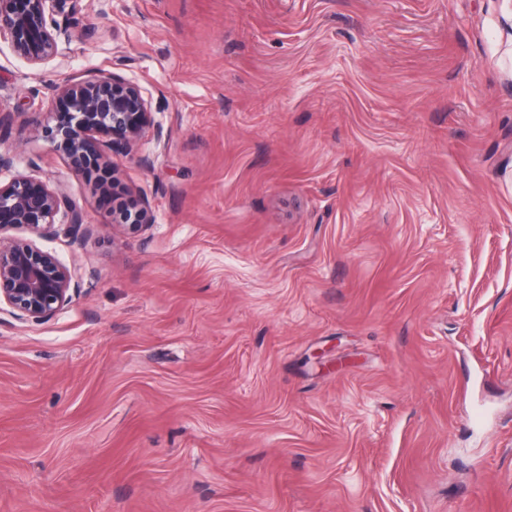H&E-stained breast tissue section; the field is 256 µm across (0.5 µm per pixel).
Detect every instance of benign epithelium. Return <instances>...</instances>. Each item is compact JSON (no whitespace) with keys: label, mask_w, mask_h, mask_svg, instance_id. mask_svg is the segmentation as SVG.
<instances>
[{"label":"benign epithelium","mask_w":512,"mask_h":512,"mask_svg":"<svg viewBox=\"0 0 512 512\" xmlns=\"http://www.w3.org/2000/svg\"><path fill=\"white\" fill-rule=\"evenodd\" d=\"M87 9L84 0H0V39L29 65H45L72 40L60 19L68 21ZM45 90L54 119L48 128L52 150L77 176L89 161L108 166L114 152L138 153L152 125L150 102L140 86L110 70L52 82ZM99 134L107 140H98ZM131 204L133 222L123 212H112L115 232L136 235L151 224L150 201ZM13 229L42 240L62 233L79 243L90 234L83 211L61 183L25 174L0 183V306L18 320L49 321L71 304L83 273L35 241L9 236Z\"/></svg>","instance_id":"obj_1"}]
</instances>
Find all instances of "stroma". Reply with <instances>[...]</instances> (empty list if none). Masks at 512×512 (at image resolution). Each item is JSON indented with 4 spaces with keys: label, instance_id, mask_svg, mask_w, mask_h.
Masks as SVG:
<instances>
[{
    "label": "stroma",
    "instance_id": "obj_1",
    "mask_svg": "<svg viewBox=\"0 0 512 512\" xmlns=\"http://www.w3.org/2000/svg\"><path fill=\"white\" fill-rule=\"evenodd\" d=\"M496 0H92L0 41V153L91 232L48 322L0 313V512H512V79ZM138 84L161 140L112 232L46 83ZM86 0H0V39L29 65L39 67L63 54L72 33L60 23L88 9ZM136 219L134 222L126 221L124 212H112V228L116 233L136 235L149 227L152 222V206L147 198L131 200Z\"/></svg>",
    "mask_w": 512,
    "mask_h": 512
}]
</instances>
